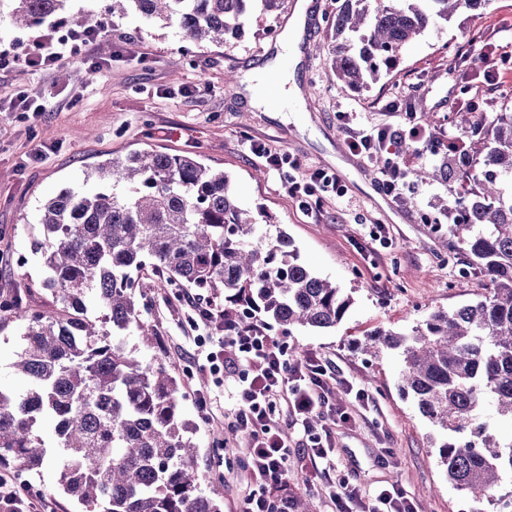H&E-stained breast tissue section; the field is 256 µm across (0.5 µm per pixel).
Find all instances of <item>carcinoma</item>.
<instances>
[{
	"mask_svg": "<svg viewBox=\"0 0 512 512\" xmlns=\"http://www.w3.org/2000/svg\"><path fill=\"white\" fill-rule=\"evenodd\" d=\"M278 10L281 0H109L107 12L132 7L143 19L177 27L197 42L222 44L241 35L249 2ZM9 15L30 27L58 14L64 0H13ZM486 0H342L332 22L330 68L343 91L377 83L433 16L477 10ZM470 143L464 179L475 185L463 205L469 234L462 243L492 279L483 300L434 310L412 334L376 332L367 349H400L401 388L419 412L446 433L439 447L448 481L473 501H492L512 473V439L488 433L490 404L512 426V105L492 119L466 120ZM44 289L54 310L30 312L21 301L3 309L24 323L15 362L27 391L0 389V463L31 471L53 452L58 484L85 512H221V489L201 488L193 428L179 410L178 382L164 359L141 362L125 333L157 343L141 317L132 272L146 265L202 299L278 325L336 327L351 299L299 262L282 233L256 235L229 176L192 154L150 150L97 165L83 181L40 207ZM94 301L97 314L89 312ZM55 421L46 440L41 421Z\"/></svg>",
	"mask_w": 512,
	"mask_h": 512,
	"instance_id": "1",
	"label": "carcinoma"
}]
</instances>
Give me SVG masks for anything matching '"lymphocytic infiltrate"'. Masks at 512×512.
Returning <instances> with one entry per match:
<instances>
[{
    "label": "lymphocytic infiltrate",
    "mask_w": 512,
    "mask_h": 512,
    "mask_svg": "<svg viewBox=\"0 0 512 512\" xmlns=\"http://www.w3.org/2000/svg\"><path fill=\"white\" fill-rule=\"evenodd\" d=\"M99 35V29L93 27L64 34L51 29L34 37L24 53L1 52L0 70L21 62L38 74L68 59L101 70V63L91 53ZM456 57L460 61L456 68L458 82L476 88L463 105L471 111L479 110L483 91L499 85L506 59L497 43L489 39L482 42L478 52L463 47ZM336 119L347 134L350 152L377 170L380 190L397 200L410 189L412 158L439 156L447 161L450 172L457 173L469 154V144L463 137L415 121L368 125L353 109L337 111ZM406 142L413 145V153L403 151ZM248 149L262 160L267 171L280 176L286 195L304 215L316 216L328 201L343 200L347 194L336 174L317 169L301 179L292 173L297 161L289 153L253 140ZM176 299L187 309V321L194 333L192 342L198 354L204 356L214 383L227 386L233 399L234 429L244 436L237 448L256 481L241 512H292L293 495L287 479L291 457L312 456L332 462V427L353 420L350 408L334 400L336 375L331 364L313 351L300 355L291 352L262 321L243 325L239 313L225 309L223 304L205 302L186 292L177 293ZM284 414L298 426L304 439L302 448H293L284 435L279 424ZM326 505L330 512H417L414 502L395 484L365 499L356 486L344 481L338 489L329 491ZM0 512L54 509L39 492L20 493L14 471L4 468L0 469Z\"/></svg>",
    "instance_id": "1"
}]
</instances>
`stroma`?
<instances>
[{"instance_id":"stroma-1","label":"stroma","mask_w":512,"mask_h":512,"mask_svg":"<svg viewBox=\"0 0 512 512\" xmlns=\"http://www.w3.org/2000/svg\"><path fill=\"white\" fill-rule=\"evenodd\" d=\"M294 2L283 0L273 13L250 6L241 36L213 45L191 41L176 27L147 23L132 10L108 16L107 0H66L64 15L80 13L90 25H104L95 53L105 66L94 75L75 59L46 74L33 75L21 66L0 71V302L18 296L28 310L50 308L52 296L39 286L43 272L34 249L40 236L36 217L48 197L74 186L111 157L152 149L194 154L230 176L239 201L257 223L272 222L274 231L293 242L300 262L353 299L336 327L298 329L287 338L297 351L320 353L332 362L337 380L352 381L370 395L368 406L355 408V424L335 426L334 467L320 468L313 479L299 464L291 465L293 494L304 496L308 512H324L323 497L340 479L365 494L398 483L418 512H471L472 502L449 482L439 463L443 435L401 391L399 352L384 349L371 356L361 348L374 330L408 333L431 311L488 297L492 282L459 237L427 221L440 202L457 206L467 189L439 162L415 159L412 167L426 168L428 178L416 180L415 192L405 200L385 197L367 166L346 147L336 109L352 104L376 123L382 119L379 102L397 97L404 106L394 123L430 115L435 124L462 133L469 113L461 107L464 94L448 63L473 33L495 37L502 53L512 57V34L502 30L512 23V0H488L477 11L434 18L378 83L348 93L339 90L328 66L338 4L313 0L312 23L304 32L313 49L288 76L301 100H287L278 109L251 107L242 85L227 83L226 76L244 75L272 60ZM23 89L41 97L46 106L41 117L9 111L11 98ZM249 139L290 152L302 170H333L347 189L346 202L325 206L315 219L303 216L281 191L278 176L245 149ZM366 216L385 224L389 247L369 240L362 223ZM134 279L158 343L146 345L131 334L126 342L142 360L161 356L172 369L182 417L195 428L196 466L205 484L222 487V512H239L255 480L233 447L232 400L200 370L173 286L148 266ZM21 349L20 323L1 321L0 388L18 394L26 391L14 370ZM201 390L220 397L217 423H208L197 404ZM16 474L24 487L51 498L58 512H79L78 501L57 483L55 460L40 471L20 468Z\"/></svg>"}]
</instances>
